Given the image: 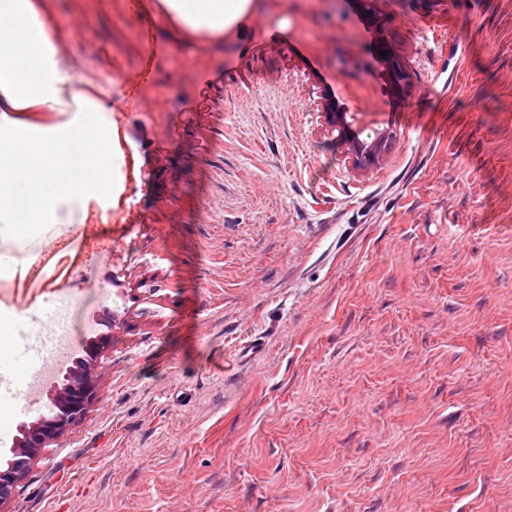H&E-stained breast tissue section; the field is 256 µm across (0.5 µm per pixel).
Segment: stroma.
<instances>
[{
    "instance_id": "1",
    "label": "stroma",
    "mask_w": 512,
    "mask_h": 512,
    "mask_svg": "<svg viewBox=\"0 0 512 512\" xmlns=\"http://www.w3.org/2000/svg\"><path fill=\"white\" fill-rule=\"evenodd\" d=\"M289 1L215 50L137 0H51L128 109L98 255L60 224L0 234V369L31 381L60 285L74 338L112 341L0 512H512V0H379L409 87L354 81L360 139L390 136L367 167L321 101L368 36L346 0ZM46 404L0 398V450Z\"/></svg>"
}]
</instances>
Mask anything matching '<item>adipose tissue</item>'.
<instances>
[{
    "label": "adipose tissue",
    "mask_w": 512,
    "mask_h": 512,
    "mask_svg": "<svg viewBox=\"0 0 512 512\" xmlns=\"http://www.w3.org/2000/svg\"><path fill=\"white\" fill-rule=\"evenodd\" d=\"M251 0H160L180 34L221 44ZM49 0H0V223L81 224L112 196V115L122 102L80 83Z\"/></svg>",
    "instance_id": "adipose-tissue-1"
}]
</instances>
